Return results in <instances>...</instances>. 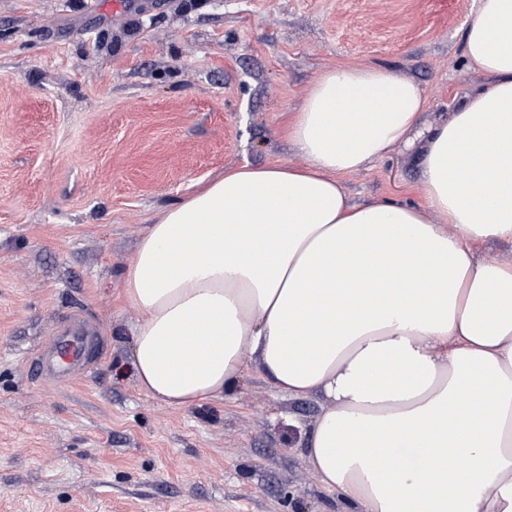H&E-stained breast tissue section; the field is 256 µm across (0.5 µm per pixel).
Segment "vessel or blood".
<instances>
[{"instance_id": "1", "label": "vessel or blood", "mask_w": 512, "mask_h": 512, "mask_svg": "<svg viewBox=\"0 0 512 512\" xmlns=\"http://www.w3.org/2000/svg\"><path fill=\"white\" fill-rule=\"evenodd\" d=\"M96 343L95 336L82 326L52 336L44 353L31 364L37 376L67 373L83 368Z\"/></svg>"}]
</instances>
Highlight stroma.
I'll use <instances>...</instances> for the list:
<instances>
[{
	"instance_id": "1",
	"label": "stroma",
	"mask_w": 512,
	"mask_h": 512,
	"mask_svg": "<svg viewBox=\"0 0 512 512\" xmlns=\"http://www.w3.org/2000/svg\"><path fill=\"white\" fill-rule=\"evenodd\" d=\"M475 0H0V512H352L303 462L325 407L248 367L224 399L165 406L119 374L138 314L123 270L162 210L282 134L312 81L371 64L419 83L424 123L485 78ZM422 145L343 176L418 205ZM100 351L71 379L32 360L71 316Z\"/></svg>"
}]
</instances>
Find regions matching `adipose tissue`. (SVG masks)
<instances>
[{"label":"adipose tissue","instance_id":"1","mask_svg":"<svg viewBox=\"0 0 512 512\" xmlns=\"http://www.w3.org/2000/svg\"><path fill=\"white\" fill-rule=\"evenodd\" d=\"M485 84L427 130L420 207L341 183L407 144L424 90L382 66L326 70L288 115L301 168L245 164L165 208L123 274L139 386L222 399L254 357L325 396L304 461L356 512H512V0L463 35ZM479 257L486 262H502L512 260V242L493 240L487 242L480 250Z\"/></svg>","mask_w":512,"mask_h":512}]
</instances>
